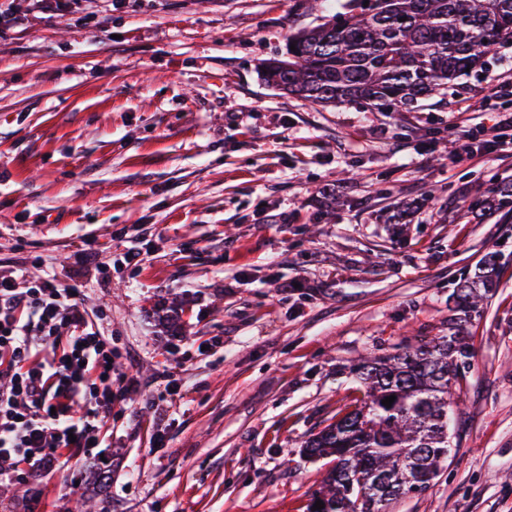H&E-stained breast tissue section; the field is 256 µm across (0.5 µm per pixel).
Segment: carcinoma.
<instances>
[{
	"label": "carcinoma",
	"mask_w": 512,
	"mask_h": 512,
	"mask_svg": "<svg viewBox=\"0 0 512 512\" xmlns=\"http://www.w3.org/2000/svg\"><path fill=\"white\" fill-rule=\"evenodd\" d=\"M506 39H512V0H375L368 9L348 0L345 11L289 35L295 49L266 63L262 74L269 85L318 104L394 112L443 95L460 76L485 68L492 48ZM470 208L512 212V191ZM495 267L490 255L482 271L458 285V311L479 308ZM472 357V345L450 327L425 344L361 358L355 367L361 397L304 442V457L334 462L308 512H385L407 494L406 475L430 488L457 446L448 408ZM391 395L392 405L382 404ZM355 475L363 480L360 499L347 495ZM318 500L323 505L316 510Z\"/></svg>",
	"instance_id": "1"
}]
</instances>
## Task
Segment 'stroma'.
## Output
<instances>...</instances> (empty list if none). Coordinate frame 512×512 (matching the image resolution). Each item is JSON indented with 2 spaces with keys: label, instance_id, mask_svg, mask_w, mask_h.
Instances as JSON below:
<instances>
[{
  "label": "stroma",
  "instance_id": "obj_1",
  "mask_svg": "<svg viewBox=\"0 0 512 512\" xmlns=\"http://www.w3.org/2000/svg\"><path fill=\"white\" fill-rule=\"evenodd\" d=\"M0 9V270L80 288L140 382L112 408L97 512H307L332 462L301 447L356 396L359 356L447 334L490 253L459 448L387 512H512V215L470 208L512 188V155L466 151L511 43L445 98L371 112L263 80L312 0ZM91 468L19 475L0 512H79ZM485 266L478 274L465 278L453 292L455 307L458 311L469 313L476 311L487 298L488 288H493V270L496 267V257L490 255L485 260ZM484 288L483 293L481 289Z\"/></svg>",
  "mask_w": 512,
  "mask_h": 512
}]
</instances>
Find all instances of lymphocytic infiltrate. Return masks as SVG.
<instances>
[{
	"instance_id": "1",
	"label": "lymphocytic infiltrate",
	"mask_w": 512,
	"mask_h": 512,
	"mask_svg": "<svg viewBox=\"0 0 512 512\" xmlns=\"http://www.w3.org/2000/svg\"><path fill=\"white\" fill-rule=\"evenodd\" d=\"M112 339L78 288L54 278L0 276V485L20 471L51 475L73 454L98 457L112 405Z\"/></svg>"
}]
</instances>
